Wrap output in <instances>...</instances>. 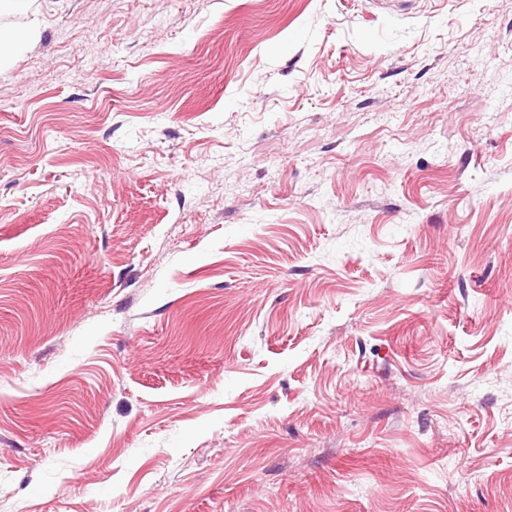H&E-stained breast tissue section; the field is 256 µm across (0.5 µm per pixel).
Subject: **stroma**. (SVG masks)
Segmentation results:
<instances>
[{
    "label": "stroma",
    "mask_w": 512,
    "mask_h": 512,
    "mask_svg": "<svg viewBox=\"0 0 512 512\" xmlns=\"http://www.w3.org/2000/svg\"><path fill=\"white\" fill-rule=\"evenodd\" d=\"M38 2L0 512H512V0Z\"/></svg>",
    "instance_id": "1"
}]
</instances>
